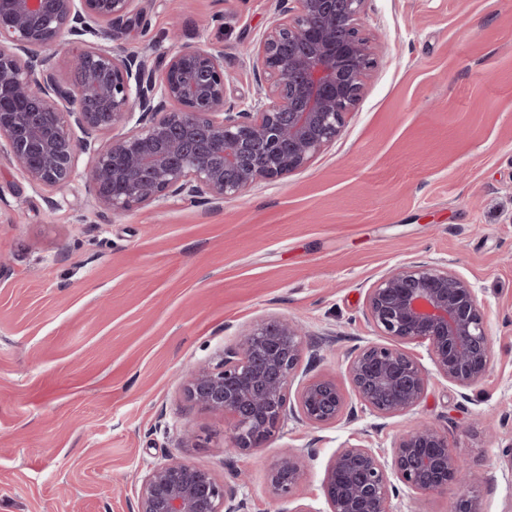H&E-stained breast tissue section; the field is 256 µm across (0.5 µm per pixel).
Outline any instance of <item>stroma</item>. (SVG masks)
<instances>
[{
	"label": "stroma",
	"mask_w": 512,
	"mask_h": 512,
	"mask_svg": "<svg viewBox=\"0 0 512 512\" xmlns=\"http://www.w3.org/2000/svg\"><path fill=\"white\" fill-rule=\"evenodd\" d=\"M122 41L156 61L219 47L250 103L259 42L279 0H139ZM378 64L341 135L306 169L223 204L180 198L122 216L92 205L83 176L34 186L0 140V512H135L148 471L172 458L237 472L249 512H287L268 473L314 454L294 493L325 512L339 448L389 446L397 418L360 403L338 425L288 419L266 447L224 453L223 416L183 376L271 317L298 321L308 376L347 384L376 335L367 289L388 269L447 261L477 289L493 363L469 389L432 382L418 418L447 428L482 512H512V0H367ZM200 438L183 448L184 431Z\"/></svg>",
	"instance_id": "1"
}]
</instances>
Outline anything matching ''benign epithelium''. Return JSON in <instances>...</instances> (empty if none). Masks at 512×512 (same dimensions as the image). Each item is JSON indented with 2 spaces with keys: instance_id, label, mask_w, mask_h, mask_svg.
<instances>
[{
  "instance_id": "obj_1",
  "label": "benign epithelium",
  "mask_w": 512,
  "mask_h": 512,
  "mask_svg": "<svg viewBox=\"0 0 512 512\" xmlns=\"http://www.w3.org/2000/svg\"><path fill=\"white\" fill-rule=\"evenodd\" d=\"M139 0H8L0 16V138L34 185L60 192L80 155L91 203L114 215L171 198H235L259 181L310 166L341 134L359 100L374 48L361 33L367 0H280L279 18L254 51L261 63L256 96L230 92L224 51L183 46L151 68L119 44L140 20ZM80 48L69 67L89 72L92 93H73L48 65L63 35ZM135 121L120 135L113 131ZM81 136H76L75 131ZM376 335L350 357L349 382L369 413L408 417L433 376L460 388L488 372L492 346L474 285L443 261L392 267L365 296ZM299 325L271 318L249 328L219 360L188 371L184 395L230 418L225 452L264 447L292 417L314 428L339 422L347 395L336 379H299L305 353ZM409 344L425 347L429 372ZM312 449H288L270 469L283 500L303 480ZM466 461L440 427L412 422L390 449L340 448L323 480L326 512H393L400 492L442 493L465 483ZM136 512H247L236 484L204 461L170 459L149 470ZM453 512H481L472 492Z\"/></svg>"
}]
</instances>
